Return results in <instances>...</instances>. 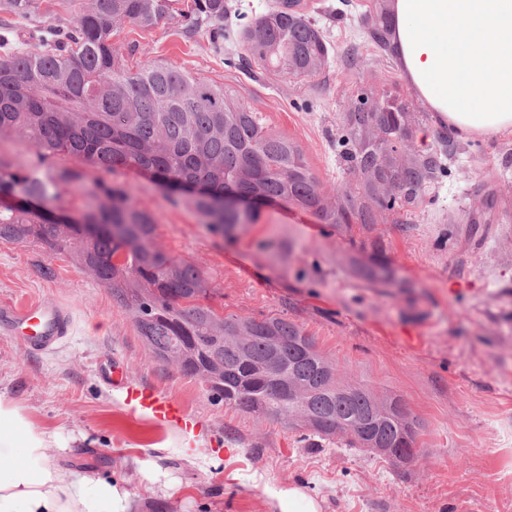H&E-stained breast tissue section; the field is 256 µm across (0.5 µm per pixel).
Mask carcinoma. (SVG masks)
<instances>
[{
  "label": "carcinoma",
  "mask_w": 512,
  "mask_h": 512,
  "mask_svg": "<svg viewBox=\"0 0 512 512\" xmlns=\"http://www.w3.org/2000/svg\"><path fill=\"white\" fill-rule=\"evenodd\" d=\"M175 0H84L72 25H60L28 47L0 56V134H16L34 159L16 169L0 158V241L39 243L71 256L130 315L138 336L160 361L202 381L243 413L350 448H394L408 464L419 457L417 422L397 399L364 384L339 381L336 365L303 328L286 318L224 316L210 304L211 283L199 268L155 242L156 221L130 190L97 180L83 166L148 173L170 196L188 200L201 223L224 237L253 223L256 209L226 210L225 195L282 201L333 228L402 224L460 151L439 132L427 152L413 146L420 117L399 97L360 90L336 133L346 183L323 188L301 146L266 128L259 113L228 87L157 61L131 70L112 44L123 23L152 28ZM386 0L361 13L371 41L387 49ZM285 0L239 31L261 68L294 78L319 75L332 48L322 28ZM224 0H191L184 29L224 21ZM63 155L72 168L48 161ZM84 198L82 217L102 225L84 232L62 221L60 189ZM498 221L495 195L480 184L465 215L468 236Z\"/></svg>",
  "instance_id": "1"
}]
</instances>
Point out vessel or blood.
I'll return each instance as SVG.
<instances>
[{
    "instance_id": "vessel-or-blood-1",
    "label": "vessel or blood",
    "mask_w": 512,
    "mask_h": 512,
    "mask_svg": "<svg viewBox=\"0 0 512 512\" xmlns=\"http://www.w3.org/2000/svg\"><path fill=\"white\" fill-rule=\"evenodd\" d=\"M0 321L9 328H24L28 346L44 351L55 345L68 332V316L50 303H36L23 308L10 305L0 307ZM109 378L113 385L127 389V398L136 406L152 414L157 420L177 426L183 432L193 431L192 417L180 403L160 393L149 385L128 384L120 366H112Z\"/></svg>"
}]
</instances>
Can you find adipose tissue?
<instances>
[{"label":"adipose tissue","mask_w":512,"mask_h":512,"mask_svg":"<svg viewBox=\"0 0 512 512\" xmlns=\"http://www.w3.org/2000/svg\"><path fill=\"white\" fill-rule=\"evenodd\" d=\"M389 41L433 128L512 133V0H390ZM69 440L0 394V512H131L118 481L64 466Z\"/></svg>","instance_id":"ef3b65f1"}]
</instances>
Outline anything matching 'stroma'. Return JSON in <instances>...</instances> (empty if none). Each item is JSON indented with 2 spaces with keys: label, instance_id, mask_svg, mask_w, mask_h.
I'll return each instance as SVG.
<instances>
[{
  "label": "stroma",
  "instance_id": "stroma-1",
  "mask_svg": "<svg viewBox=\"0 0 512 512\" xmlns=\"http://www.w3.org/2000/svg\"><path fill=\"white\" fill-rule=\"evenodd\" d=\"M300 3L333 47L331 64L312 79L230 65L242 53L234 36L215 37L207 26L185 34L176 14L152 29L124 24L112 41L133 49L130 68L161 61L235 90L268 129L294 139L332 187L346 180L336 129L358 89L400 97L416 112L426 106L343 0ZM450 167L410 224L335 229L273 203L229 238L211 233L189 203L172 202L149 177L85 170L86 182L105 177L129 187L157 218L158 246L194 262L211 282L216 309L286 317L335 362L340 380L400 399L420 425L415 463L310 442L214 399L201 381L158 361L109 290L71 257L30 244L0 242V304L54 302L68 313L71 333L41 353L0 333V392L36 424L74 438L79 463L123 481L136 512L161 500L171 512H270L274 492L289 486L321 500L322 512H512V134L480 141ZM490 170L503 221L471 239L463 215ZM376 251L390 259L392 282L361 274ZM46 265L53 277L40 274ZM108 359L123 365L128 381L183 403L194 434L125 407L121 388L100 375ZM144 461L177 480L175 495L145 480Z\"/></svg>",
  "mask_w": 512,
  "mask_h": 512
}]
</instances>
